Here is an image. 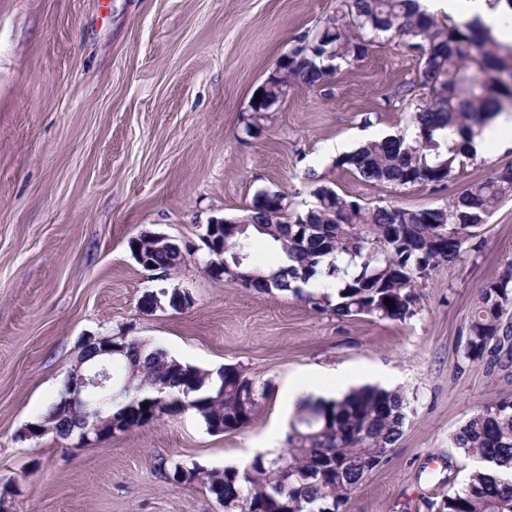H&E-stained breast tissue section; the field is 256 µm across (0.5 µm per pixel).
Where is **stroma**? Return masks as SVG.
<instances>
[{
    "label": "stroma",
    "mask_w": 512,
    "mask_h": 512,
    "mask_svg": "<svg viewBox=\"0 0 512 512\" xmlns=\"http://www.w3.org/2000/svg\"><path fill=\"white\" fill-rule=\"evenodd\" d=\"M341 0H0V512H224L197 485L166 480L158 458L243 467L281 454L289 380L339 373L400 392L403 436L346 512H430L473 467L451 442L488 401L512 393V364L464 355L480 288L512 261V200L481 245L432 272L414 316L340 319L289 293L260 294L205 270L210 218L243 216L262 190L291 209L321 184L369 204L441 206L512 147L467 159L444 185L393 187L337 167L338 152L412 131L400 97L419 57L377 39L321 90H298L262 134L251 96ZM167 235L191 251L174 275L142 269L128 242ZM189 306L146 316L147 291ZM132 336L205 370L234 365L266 386L255 421L214 433L191 410L96 444L21 440L57 400L86 335Z\"/></svg>",
    "instance_id": "35a3bbf8"
}]
</instances>
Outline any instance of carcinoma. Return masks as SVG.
<instances>
[{
    "label": "carcinoma",
    "instance_id": "obj_1",
    "mask_svg": "<svg viewBox=\"0 0 512 512\" xmlns=\"http://www.w3.org/2000/svg\"><path fill=\"white\" fill-rule=\"evenodd\" d=\"M320 33L298 40L267 76L268 95L280 92L282 81L308 90L366 58L381 35L393 41L416 39L409 48L419 54L417 83L405 91L413 112L411 138L386 136L370 140L341 156L336 165L376 185L437 186L469 157L474 129L512 108V42L498 40L480 21L443 23L420 8L419 0H344L340 15L328 19ZM266 112L252 107L245 133L265 127ZM315 204L292 212L288 196L269 214L253 198L247 208L252 223L240 235L238 248L249 253L254 236L266 238L283 254L269 270L247 264L243 286L270 295L290 292L324 308L329 295L303 291L319 275L342 278L336 316L361 315L404 321L414 315L421 277L440 266L460 261L479 247V233L498 204L512 198V166L493 168L482 180L441 207L403 208L389 203L372 207L327 186L313 192ZM455 230L456 243L437 254L432 244ZM144 264L161 272L180 271L177 255L160 247L144 250ZM393 300L392 305L385 300ZM465 355L483 361L489 370L512 358V263L479 291L467 324ZM118 365L124 378L134 377L137 396L113 413L122 418L139 401L157 396L156 387L183 398L214 433L240 431L254 419L259 392L243 371L214 384L206 371L183 364L165 351L130 337ZM405 398L397 391L363 387L341 400L300 404L296 422L286 435L284 457L292 471L282 482L273 463L240 477V496L254 512H319L336 499L347 505L378 454L394 449L405 423ZM453 444L476 463L467 483L448 493L445 512H512V394L485 404L454 434ZM193 482L219 496L227 469L189 467Z\"/></svg>",
    "mask_w": 512,
    "mask_h": 512
}]
</instances>
